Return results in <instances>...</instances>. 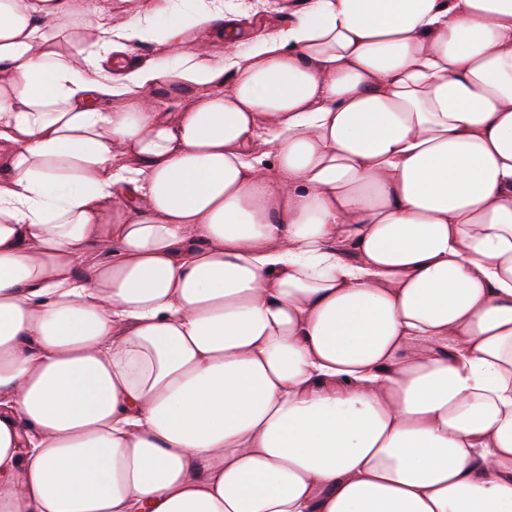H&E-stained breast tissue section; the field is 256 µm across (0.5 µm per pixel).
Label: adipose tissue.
<instances>
[{
    "label": "adipose tissue",
    "instance_id": "adipose-tissue-1",
    "mask_svg": "<svg viewBox=\"0 0 512 512\" xmlns=\"http://www.w3.org/2000/svg\"><path fill=\"white\" fill-rule=\"evenodd\" d=\"M122 2L0 0V512H512V0ZM267 1H269V5L266 9L251 13L239 21L244 38L249 39L271 31L282 13H288V10L300 9L303 6L302 0Z\"/></svg>",
    "mask_w": 512,
    "mask_h": 512
}]
</instances>
